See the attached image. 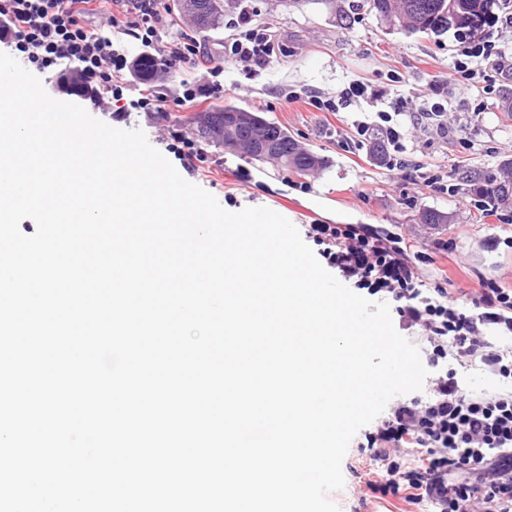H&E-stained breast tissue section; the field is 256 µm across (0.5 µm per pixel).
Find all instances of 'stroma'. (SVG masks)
<instances>
[{
  "instance_id": "1",
  "label": "stroma",
  "mask_w": 512,
  "mask_h": 512,
  "mask_svg": "<svg viewBox=\"0 0 512 512\" xmlns=\"http://www.w3.org/2000/svg\"><path fill=\"white\" fill-rule=\"evenodd\" d=\"M351 0H308L301 9L280 0H243L239 9L224 14L219 29L197 34L190 18L181 17L176 0H165L172 16L182 19L188 34L214 59L224 56V45L239 31L241 12L272 36L274 51L265 67L245 72L224 66L223 92L178 103L185 86L201 82V70L184 67L153 83L165 101L163 111L136 112L91 109V116L111 127L142 130L149 143L171 158L183 178L213 194L230 212L263 206L291 221L308 224H355L372 233L407 245V254L427 284L447 280L448 293L464 309L485 279L512 289V211L486 214L468 187L454 185L455 167L499 169L512 160V114L505 112L512 99V77H497L483 93L460 90L454 62L461 38L449 31L422 36L393 27L375 14L352 16L340 22L338 10ZM361 83L371 91L426 97L439 85L448 101V134L424 128L409 129L406 150L393 154L391 164L370 155L369 137L359 135L357 124L379 108L364 100L337 112H322L310 96L338 99L349 84ZM235 103L263 113L306 147L323 156L320 173L298 175L277 171L252 161L245 154L201 144L199 159L184 168L171 149L172 133L195 138L193 118L211 105ZM442 176V186L425 185L420 172ZM441 212L443 224L421 223L419 209ZM446 242L449 253L438 245ZM355 436L343 461L345 485L330 498L340 512H398L403 503L381 496L366 486L371 469L369 452Z\"/></svg>"
}]
</instances>
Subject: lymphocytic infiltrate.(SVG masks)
Instances as JSON below:
<instances>
[{
	"instance_id": "1",
	"label": "lymphocytic infiltrate",
	"mask_w": 512,
	"mask_h": 512,
	"mask_svg": "<svg viewBox=\"0 0 512 512\" xmlns=\"http://www.w3.org/2000/svg\"><path fill=\"white\" fill-rule=\"evenodd\" d=\"M99 3L108 15L111 34L95 33L86 21L89 6ZM163 0H0V43L10 47L33 69L68 66L63 88L76 85L92 105L126 100L128 108L161 111L151 91L127 97L119 74L128 66L123 34L139 41L145 55L166 69L189 64L214 76L211 92L221 91L214 66L198 41L179 34L163 38L157 26ZM273 53L267 34L255 29L238 33L228 44V62L251 70L266 66ZM464 91L479 88L491 74H512V54L477 43L461 49L454 65ZM426 125L447 135L448 113L442 103L397 97L375 121L360 122L361 132L385 134L395 152H403L407 126ZM308 238L343 282L369 295L398 300L404 327L421 328L432 362L446 359L449 349L480 362L500 382L499 390L461 392L454 370H438L429 384V401L392 403L386 417L366 432L371 460L384 473L368 481L371 491L404 495L406 502H431L437 512H512V347L488 340L496 330L512 332V289L486 280L472 300L474 314L462 312L442 284L425 287L402 251L352 224H313ZM419 452V464L405 469L403 455ZM464 478H455V471Z\"/></svg>"
}]
</instances>
